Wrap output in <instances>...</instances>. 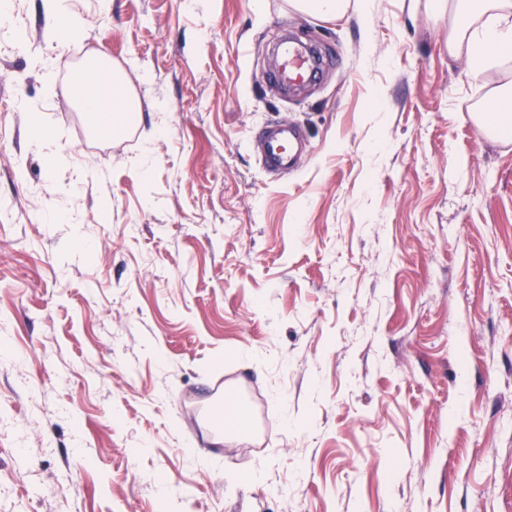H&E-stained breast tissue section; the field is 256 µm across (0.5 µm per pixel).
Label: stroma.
Listing matches in <instances>:
<instances>
[{"label":"stroma","instance_id":"obj_1","mask_svg":"<svg viewBox=\"0 0 512 512\" xmlns=\"http://www.w3.org/2000/svg\"><path fill=\"white\" fill-rule=\"evenodd\" d=\"M348 2L72 0L59 46L11 0L0 512H512V139L473 118L512 61L471 76L434 0ZM284 30L329 61L292 97ZM82 53L130 131L90 130ZM278 122L307 150L273 178ZM228 391L247 424L217 445ZM291 2L297 10L311 12L325 18L335 17L347 7L345 0H292ZM255 138L263 146V167L273 176L288 175L294 167L295 130L288 124L261 127Z\"/></svg>","mask_w":512,"mask_h":512}]
</instances>
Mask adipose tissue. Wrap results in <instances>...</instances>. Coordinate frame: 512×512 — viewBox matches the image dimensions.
<instances>
[{"label": "adipose tissue", "mask_w": 512, "mask_h": 512, "mask_svg": "<svg viewBox=\"0 0 512 512\" xmlns=\"http://www.w3.org/2000/svg\"><path fill=\"white\" fill-rule=\"evenodd\" d=\"M448 31L449 53L465 55L470 73L480 75L512 57V0H448ZM75 95L96 131L106 135L134 109L123 79L104 77L94 64L81 72Z\"/></svg>", "instance_id": "ef3b65f1"}]
</instances>
